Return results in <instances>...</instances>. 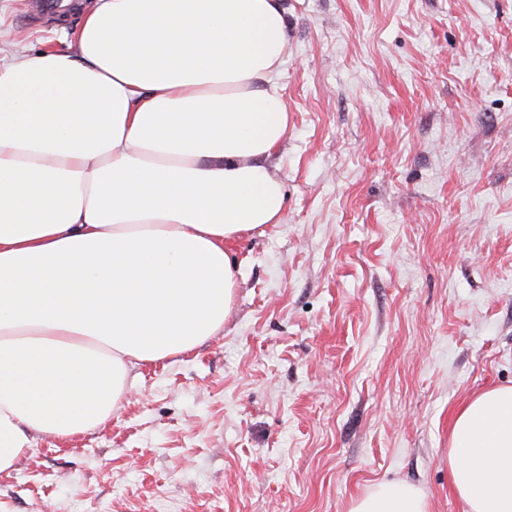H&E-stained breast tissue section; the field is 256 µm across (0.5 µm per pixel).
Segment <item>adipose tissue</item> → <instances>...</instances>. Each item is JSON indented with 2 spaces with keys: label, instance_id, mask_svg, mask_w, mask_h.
<instances>
[{
  "label": "adipose tissue",
  "instance_id": "ef3b65f1",
  "mask_svg": "<svg viewBox=\"0 0 512 512\" xmlns=\"http://www.w3.org/2000/svg\"><path fill=\"white\" fill-rule=\"evenodd\" d=\"M73 41L0 58V472L218 333L226 244L283 208L280 0H95ZM448 470L467 512H512V387L464 404ZM351 512L429 509L388 481Z\"/></svg>",
  "mask_w": 512,
  "mask_h": 512
}]
</instances>
